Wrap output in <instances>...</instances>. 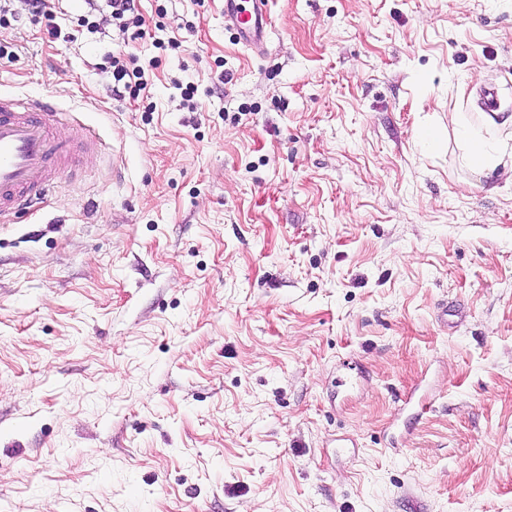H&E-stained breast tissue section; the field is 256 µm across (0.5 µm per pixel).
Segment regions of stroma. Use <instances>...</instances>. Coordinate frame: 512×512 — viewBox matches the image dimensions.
<instances>
[{
	"instance_id": "obj_1",
	"label": "stroma",
	"mask_w": 512,
	"mask_h": 512,
	"mask_svg": "<svg viewBox=\"0 0 512 512\" xmlns=\"http://www.w3.org/2000/svg\"><path fill=\"white\" fill-rule=\"evenodd\" d=\"M6 6L73 155L0 217V512H512V183L458 132L512 154V0H268L259 51ZM112 80L116 87L122 86L124 90L130 89V94L134 97L139 95L140 91L144 89L143 82H141V73L133 69L130 71L127 64L121 61L120 58L113 56L112 58ZM133 78L134 85H132ZM461 135L468 142V159L472 164L482 167H497L501 164V154L483 135L466 127H462Z\"/></svg>"
}]
</instances>
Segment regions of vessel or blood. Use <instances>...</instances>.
<instances>
[{"instance_id":"vessel-or-blood-1","label":"vessel or blood","mask_w":512,"mask_h":512,"mask_svg":"<svg viewBox=\"0 0 512 512\" xmlns=\"http://www.w3.org/2000/svg\"><path fill=\"white\" fill-rule=\"evenodd\" d=\"M224 22L240 42L259 50L269 25L267 0H224ZM61 112L40 101L0 94V213L21 210L42 200L51 179L72 152L53 129Z\"/></svg>"}]
</instances>
